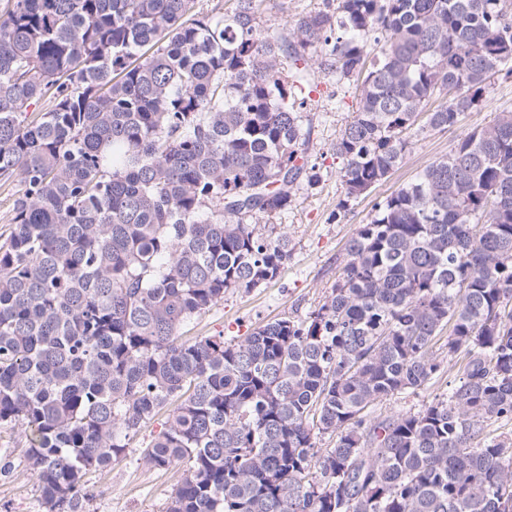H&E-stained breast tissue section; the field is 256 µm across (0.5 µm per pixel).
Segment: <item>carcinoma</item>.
<instances>
[{"instance_id":"carcinoma-1","label":"carcinoma","mask_w":512,"mask_h":512,"mask_svg":"<svg viewBox=\"0 0 512 512\" xmlns=\"http://www.w3.org/2000/svg\"><path fill=\"white\" fill-rule=\"evenodd\" d=\"M233 2L0 7V429L25 428L43 512H85L155 421L167 512H512V110L376 203L305 317L182 334L294 249L272 219L321 179L308 61L358 89L345 213L512 77V0H328L280 34ZM445 352L448 392L376 413Z\"/></svg>"}]
</instances>
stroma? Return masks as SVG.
Masks as SVG:
<instances>
[{
	"mask_svg": "<svg viewBox=\"0 0 512 512\" xmlns=\"http://www.w3.org/2000/svg\"><path fill=\"white\" fill-rule=\"evenodd\" d=\"M323 6L324 0H264L260 25L265 31L279 33L287 21ZM308 72L318 85L305 105L312 120L309 153L319 164L322 178L319 184L301 190L292 208L278 219L294 250L275 280L249 292L226 293L222 302L185 328V335L220 334L225 340L237 341L280 316H305L339 277L345 244L357 225L368 222L374 204L411 180L431 159L450 152L474 128L492 123L501 109L512 107V79H495L477 110L463 115L455 127L413 142L400 168L339 217L335 210L342 188L332 146L358 107L357 93L351 87L337 88L335 82L324 78L317 64H310ZM158 429V424L147 425L123 458L88 475V512H166L182 470H155L144 465V448ZM24 447L22 428L0 431V448L11 449L16 464L12 479L0 481V505L9 512H41L36 477L22 459Z\"/></svg>",
	"mask_w": 512,
	"mask_h": 512,
	"instance_id": "1",
	"label": "stroma"
}]
</instances>
